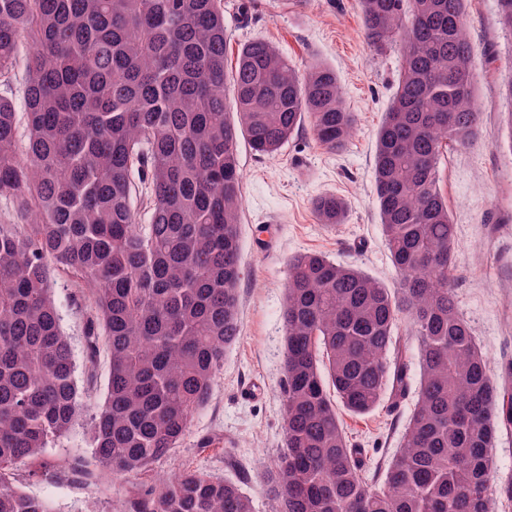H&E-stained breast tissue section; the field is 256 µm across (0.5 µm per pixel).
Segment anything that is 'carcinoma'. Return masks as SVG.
Returning a JSON list of instances; mask_svg holds the SVG:
<instances>
[{
  "label": "carcinoma",
  "instance_id": "1",
  "mask_svg": "<svg viewBox=\"0 0 512 512\" xmlns=\"http://www.w3.org/2000/svg\"><path fill=\"white\" fill-rule=\"evenodd\" d=\"M466 2L358 0L367 45L401 44L373 166L397 287L322 254L290 260L273 512H492L512 390L458 310L438 178L444 152L480 133ZM496 2L512 33V0ZM226 42L224 0H0V78L24 69L19 95H0V198L20 220L0 224V512H53L14 470L81 405L50 294L57 273L89 290V359L101 326L111 369L91 458L52 478L126 481L118 512H255L239 485L197 469L142 476L178 447L240 335L239 141L273 155L308 119L340 153L357 120L332 67L301 74L253 40L229 71ZM314 209L334 226L346 206L322 195ZM413 343L419 381L400 450L371 475L336 405L365 415L406 397Z\"/></svg>",
  "mask_w": 512,
  "mask_h": 512
}]
</instances>
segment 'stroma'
<instances>
[{
  "mask_svg": "<svg viewBox=\"0 0 512 512\" xmlns=\"http://www.w3.org/2000/svg\"><path fill=\"white\" fill-rule=\"evenodd\" d=\"M238 2L224 0L228 64H235L241 46L255 39L273 44L298 68L325 63L335 68L357 126L340 154L320 147L307 126L274 155H257L240 143L241 332L224 357L209 403L197 412L179 447L153 465L151 476L158 480L188 466L198 468L219 479L241 481L256 512H272L262 473L282 449L281 311L289 260L318 252L388 287L397 284L375 200L373 155L376 133L396 89L400 50L379 55L367 47L358 0H252L244 17L237 13ZM466 14L482 128L470 144L451 148L442 158L440 185L455 226L457 306L497 379L512 365V150L505 144L502 120L512 108L502 93V81L512 67V34L497 23L496 0H468ZM325 194L344 200L343 223L320 224L314 201ZM86 295V289L64 276L52 285L81 385L91 363ZM91 364L96 380L78 417L45 448L35 467L90 457L93 420L110 373L106 346H99ZM413 402L410 395L395 406L386 401L364 416L339 409L368 470L398 452ZM16 480L24 493L51 501L56 512H116L119 506L120 483L108 476L87 483H47L29 477L23 467Z\"/></svg>",
  "mask_w": 512,
  "mask_h": 512,
  "instance_id": "stroma-1",
  "label": "stroma"
}]
</instances>
